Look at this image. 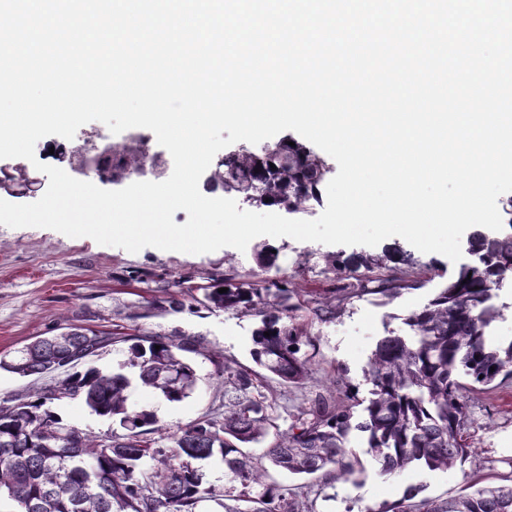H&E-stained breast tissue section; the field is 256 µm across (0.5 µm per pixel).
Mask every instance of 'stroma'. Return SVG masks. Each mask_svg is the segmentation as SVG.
<instances>
[{
  "label": "stroma",
  "instance_id": "obj_1",
  "mask_svg": "<svg viewBox=\"0 0 512 512\" xmlns=\"http://www.w3.org/2000/svg\"><path fill=\"white\" fill-rule=\"evenodd\" d=\"M268 245L277 253L275 264L258 270L255 248ZM344 245L299 242L289 237H256L246 251L224 247L205 254H185L146 247L136 253L102 246L88 237L71 238L46 228L0 225V355H11L40 336L60 333L72 325L95 329L140 331L192 341L197 350L190 360L200 380L189 398L169 403L150 392H135L139 408L153 412L161 425L175 429L224 409L225 359L251 365V335L258 321L199 305L194 286L213 276H238L260 271L262 277L295 276L306 293L300 315L316 339L317 375L327 378L347 370L360 396L370 385L364 377L371 352L380 338L406 333L403 319L422 309L446 285L470 253L452 262L438 253L414 251L421 285L406 289L393 300L367 294L357 298L332 321L313 312L311 292L334 287L338 279L325 266L326 256L353 254ZM184 281V307L171 309L167 284ZM52 409L63 425L96 435L112 430L110 420L90 412L83 401L68 399ZM472 423L466 436L480 459L479 469L462 465L441 472L412 467L386 476L366 457L362 436H352L351 448L363 455L364 468L351 481L336 483L318 498V512H371L401 499L407 487L422 488L424 496L447 498L512 478V381L470 402Z\"/></svg>",
  "mask_w": 512,
  "mask_h": 512
}]
</instances>
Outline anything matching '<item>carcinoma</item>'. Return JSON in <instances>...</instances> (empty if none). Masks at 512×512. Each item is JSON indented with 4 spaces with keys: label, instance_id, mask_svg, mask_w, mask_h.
<instances>
[{
    "label": "carcinoma",
    "instance_id": "carcinoma-1",
    "mask_svg": "<svg viewBox=\"0 0 512 512\" xmlns=\"http://www.w3.org/2000/svg\"><path fill=\"white\" fill-rule=\"evenodd\" d=\"M150 161L164 166L132 137L112 145L104 167L116 183ZM330 172L313 148L298 140L290 146L283 138L270 149L241 146L224 154L207 185L249 204L305 214L319 201ZM469 251L473 263L461 267L425 308L404 318L408 334L378 340L364 372L368 398H358L346 371L339 370L295 407L286 429L278 424L280 388L318 383L314 354L302 350L311 344L307 328L297 321L296 299L304 289L292 277L216 278L197 286L203 306L259 319L250 351L256 368L224 360V415L173 431L137 409L132 397L147 389L179 403L192 394L199 377L186 358L193 348L183 340L73 325L37 338L12 357L1 356L0 371L42 375L109 335L112 344L128 345L133 374L84 363L45 388L0 403V497L11 500L16 512H63L64 502L75 504L74 512H199L210 501L224 512H317L311 485L283 489L272 472L312 477L320 491L349 481L359 465L348 446L353 432L365 435L366 453L387 474L412 466L444 472L464 463L471 454L463 439L468 395L496 388L499 379L512 380V341L491 346L486 340V330L502 316L493 291L512 276V234L490 237L476 230ZM389 262L414 267L398 247L344 262L329 258L334 270L342 264L363 274L315 300V314L334 319L364 293L394 298L411 280L381 275ZM77 397L95 415L112 420V438L61 424L50 404ZM270 436L263 454L251 452ZM213 458L224 462L228 484L221 490L204 481L198 466ZM419 492L411 488L402 499L365 512H512V485L447 499L419 500Z\"/></svg>",
    "mask_w": 512,
    "mask_h": 512
}]
</instances>
